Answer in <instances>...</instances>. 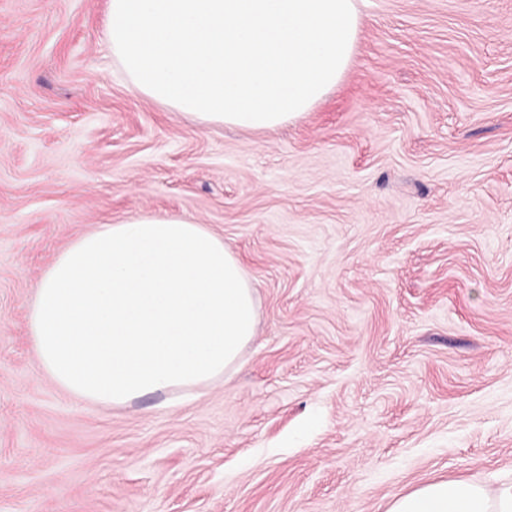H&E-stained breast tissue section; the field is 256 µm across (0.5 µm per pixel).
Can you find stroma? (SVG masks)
I'll return each mask as SVG.
<instances>
[{"label": "stroma", "instance_id": "35a3bbf8", "mask_svg": "<svg viewBox=\"0 0 512 512\" xmlns=\"http://www.w3.org/2000/svg\"><path fill=\"white\" fill-rule=\"evenodd\" d=\"M108 0H0V512H387L512 481V0H356L336 86L283 127L132 91ZM177 214L241 261L258 335L173 409L40 371L28 313L99 224Z\"/></svg>", "mask_w": 512, "mask_h": 512}]
</instances>
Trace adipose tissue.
Wrapping results in <instances>:
<instances>
[{
    "label": "adipose tissue",
    "instance_id": "1",
    "mask_svg": "<svg viewBox=\"0 0 512 512\" xmlns=\"http://www.w3.org/2000/svg\"><path fill=\"white\" fill-rule=\"evenodd\" d=\"M257 324L255 292L223 239L170 215L100 224L77 238L29 308L44 375L104 406L224 380ZM388 512H512V483L430 482L395 495Z\"/></svg>",
    "mask_w": 512,
    "mask_h": 512
}]
</instances>
